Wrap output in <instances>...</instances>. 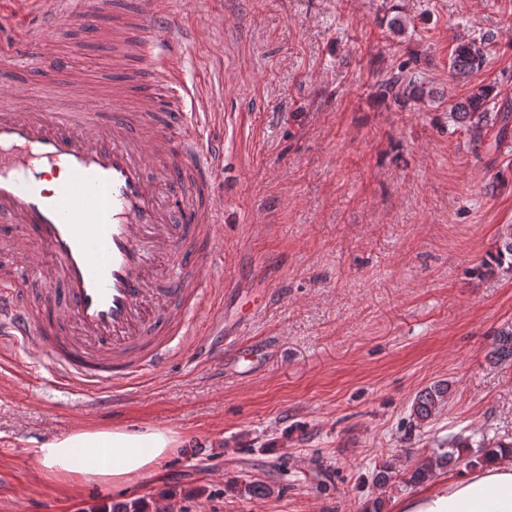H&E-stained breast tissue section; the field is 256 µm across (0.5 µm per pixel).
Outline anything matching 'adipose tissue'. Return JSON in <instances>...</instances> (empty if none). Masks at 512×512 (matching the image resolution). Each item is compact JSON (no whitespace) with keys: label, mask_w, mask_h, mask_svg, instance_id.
<instances>
[{"label":"adipose tissue","mask_w":512,"mask_h":512,"mask_svg":"<svg viewBox=\"0 0 512 512\" xmlns=\"http://www.w3.org/2000/svg\"><path fill=\"white\" fill-rule=\"evenodd\" d=\"M178 446L176 434L163 428L80 426L43 443L36 453L42 475L67 489H120L159 472ZM397 512H512V465L474 469L448 485L400 501Z\"/></svg>","instance_id":"1"}]
</instances>
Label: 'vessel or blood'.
<instances>
[{"mask_svg":"<svg viewBox=\"0 0 512 512\" xmlns=\"http://www.w3.org/2000/svg\"><path fill=\"white\" fill-rule=\"evenodd\" d=\"M108 0H56L0 43V339L47 359L59 388L91 396L166 370L184 351L220 360L224 235L214 186L223 156L186 109L176 75L186 33L167 0H137L138 37L113 27L135 66L109 107L99 81L48 55L59 21L96 32ZM41 81H21L25 70ZM63 173L54 190L41 183Z\"/></svg>","mask_w":512,"mask_h":512,"instance_id":"b4317fda","label":"vessel or blood"}]
</instances>
